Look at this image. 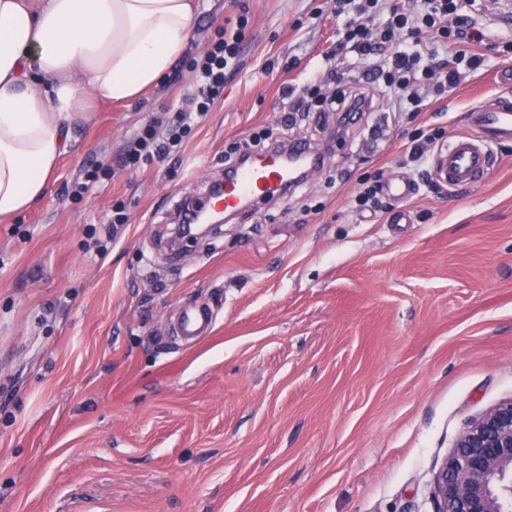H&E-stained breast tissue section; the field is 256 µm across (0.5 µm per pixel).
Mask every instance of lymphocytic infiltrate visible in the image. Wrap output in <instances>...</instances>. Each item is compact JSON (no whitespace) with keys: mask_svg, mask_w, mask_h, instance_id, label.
Here are the masks:
<instances>
[{"mask_svg":"<svg viewBox=\"0 0 512 512\" xmlns=\"http://www.w3.org/2000/svg\"><path fill=\"white\" fill-rule=\"evenodd\" d=\"M338 39L328 56L353 53L371 60L373 81L396 111L422 112L429 92L443 93L457 85L464 72L484 63L486 36L471 15L473 0H330ZM249 18L239 13L224 26L203 58L193 62V86L165 120H147L129 143L124 164L164 160L180 148L195 120L209 112L224 92L227 75L240 68L242 45ZM374 96L348 84L340 69L329 70L323 83H308L293 102L297 112L336 114L346 121L351 114L371 111Z\"/></svg>","mask_w":512,"mask_h":512,"instance_id":"1","label":"lymphocytic infiltrate"}]
</instances>
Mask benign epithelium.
Masks as SVG:
<instances>
[{
	"label": "benign epithelium",
	"instance_id": "1",
	"mask_svg": "<svg viewBox=\"0 0 512 512\" xmlns=\"http://www.w3.org/2000/svg\"><path fill=\"white\" fill-rule=\"evenodd\" d=\"M435 512H512V398L470 421L439 466Z\"/></svg>",
	"mask_w": 512,
	"mask_h": 512
}]
</instances>
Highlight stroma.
Segmentation results:
<instances>
[{
    "instance_id": "obj_1",
    "label": "stroma",
    "mask_w": 512,
    "mask_h": 512,
    "mask_svg": "<svg viewBox=\"0 0 512 512\" xmlns=\"http://www.w3.org/2000/svg\"><path fill=\"white\" fill-rule=\"evenodd\" d=\"M242 71L181 152L117 168L148 116L191 87L190 64L239 5ZM324 0H195L172 75L79 126L42 199L0 218V512H434L437 464L473 417L512 398V142L463 192L417 191L359 211L358 193L408 172L415 130L469 131L512 53L411 122L382 106L335 136L292 121L288 91L336 41ZM297 67H289V60ZM272 130L322 152L287 194L167 247L190 196L230 149ZM114 166L80 197L90 161ZM128 221L109 251L91 226ZM410 221L393 223L399 210ZM210 304V336H168ZM216 313L206 303L189 302L182 304L167 321L171 336L185 343H194L209 336L215 326Z\"/></svg>"
}]
</instances>
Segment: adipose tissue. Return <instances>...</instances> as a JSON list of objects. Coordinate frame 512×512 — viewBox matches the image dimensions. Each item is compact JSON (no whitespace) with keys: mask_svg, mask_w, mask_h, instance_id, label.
Here are the masks:
<instances>
[{"mask_svg":"<svg viewBox=\"0 0 512 512\" xmlns=\"http://www.w3.org/2000/svg\"><path fill=\"white\" fill-rule=\"evenodd\" d=\"M192 26L190 0H0V217L43 196L97 101L158 86Z\"/></svg>","mask_w":512,"mask_h":512,"instance_id":"1","label":"adipose tissue"}]
</instances>
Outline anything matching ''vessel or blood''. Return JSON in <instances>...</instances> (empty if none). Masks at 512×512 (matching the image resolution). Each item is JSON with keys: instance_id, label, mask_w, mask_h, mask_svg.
Listing matches in <instances>:
<instances>
[{"instance_id": "1", "label": "vessel or blood", "mask_w": 512, "mask_h": 512, "mask_svg": "<svg viewBox=\"0 0 512 512\" xmlns=\"http://www.w3.org/2000/svg\"><path fill=\"white\" fill-rule=\"evenodd\" d=\"M470 125V132L455 135L431 156L435 177L455 191L481 185L497 166L494 146L512 141V92H500L473 106ZM288 180L289 174L274 151L258 152L248 165L226 172L223 193L201 199L197 207L236 212L244 201L259 204L273 199L287 188ZM215 322L216 313L209 305L193 301L182 304L169 317L167 327L170 335L194 343L209 336Z\"/></svg>"}]
</instances>
